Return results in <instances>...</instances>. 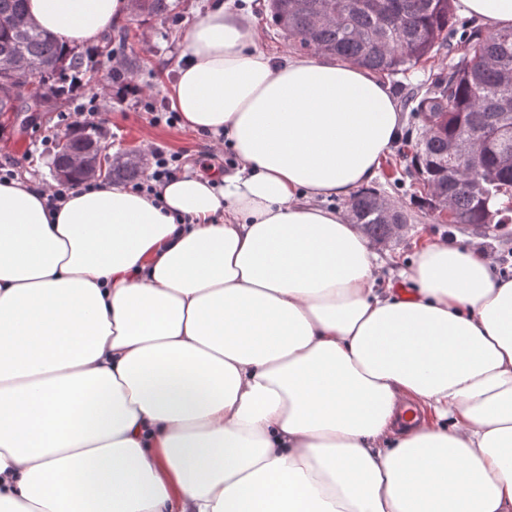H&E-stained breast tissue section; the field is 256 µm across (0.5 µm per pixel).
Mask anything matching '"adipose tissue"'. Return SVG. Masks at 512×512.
<instances>
[{"mask_svg":"<svg viewBox=\"0 0 512 512\" xmlns=\"http://www.w3.org/2000/svg\"><path fill=\"white\" fill-rule=\"evenodd\" d=\"M492 30L512 0H459ZM69 46L131 0H27ZM217 5L170 97L227 171L159 195L0 183V512H512V280L429 241L379 287L339 202L398 137L387 85L284 64Z\"/></svg>","mask_w":512,"mask_h":512,"instance_id":"obj_1","label":"adipose tissue"}]
</instances>
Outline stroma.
<instances>
[{
  "label": "stroma",
  "mask_w": 512,
  "mask_h": 512,
  "mask_svg": "<svg viewBox=\"0 0 512 512\" xmlns=\"http://www.w3.org/2000/svg\"><path fill=\"white\" fill-rule=\"evenodd\" d=\"M212 4L213 0H173V13L182 19L178 26L167 19L148 17L133 22L134 35L121 52L137 58L136 83L156 107H163L170 101L168 90L183 63L186 29L210 11ZM233 4L238 10L256 17L260 45L265 51L276 57L290 54L288 40L265 20L267 0H233ZM72 109L73 103L67 99L56 111L40 113L33 119L23 112L16 114L12 123L0 128V164L21 159L23 174L48 185L55 184L51 162L60 134L58 123L62 113ZM401 116L400 137L382 161L373 186L382 196L401 205L408 213L410 223L401 237L381 251L385 260L381 284L396 281L398 268L412 261L420 245L427 240L448 238L459 250L476 252L483 249L492 256L511 252L512 227L503 232L484 233L466 226L432 223L408 190L413 181L408 155L412 142L419 137L420 123L409 111H402ZM94 122L105 131L99 139L103 152L114 158L131 153L143 156L150 146L158 144L182 152L184 161L199 166L210 143L208 137L187 132L182 127L151 122L140 112L133 96L115 92L103 101Z\"/></svg>",
  "instance_id": "obj_1"
}]
</instances>
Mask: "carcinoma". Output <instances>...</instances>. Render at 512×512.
<instances>
[{
  "mask_svg": "<svg viewBox=\"0 0 512 512\" xmlns=\"http://www.w3.org/2000/svg\"><path fill=\"white\" fill-rule=\"evenodd\" d=\"M26 0H0V118L8 112H49L66 99L75 82L86 87L101 76L132 82L134 58L118 68L106 65L113 51L91 52L60 43L30 24L15 25ZM454 0H268L267 19L307 55L354 62L380 76H396L434 67L449 49L458 24ZM172 0H141L136 16L166 19ZM462 55L431 75L427 88L414 90L405 108L421 123L411 156L417 198L434 218L448 202L450 224L476 229L485 224H512V29L485 31L465 26ZM24 57L34 74L11 75L4 63ZM94 133L70 128L56 143L55 160L87 149ZM139 161L127 159L108 175L135 178ZM352 223L376 241L391 224H407L406 211L382 209L380 194L358 191L348 203Z\"/></svg>",
  "mask_w": 512,
  "mask_h": 512,
  "instance_id": "obj_1",
  "label": "carcinoma"
}]
</instances>
